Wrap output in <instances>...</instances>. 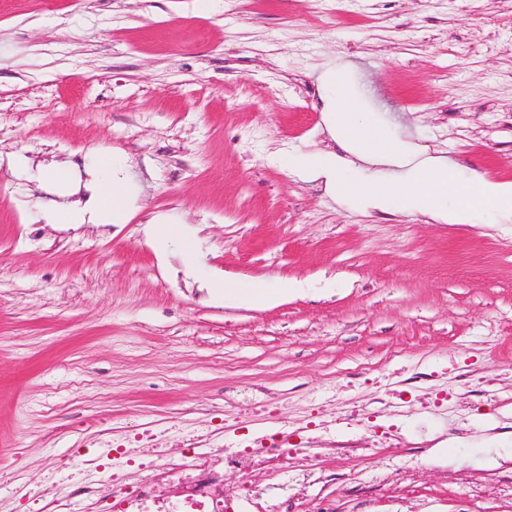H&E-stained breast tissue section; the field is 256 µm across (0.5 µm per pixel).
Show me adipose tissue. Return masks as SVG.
<instances>
[{
	"instance_id": "adipose-tissue-1",
	"label": "adipose tissue",
	"mask_w": 512,
	"mask_h": 512,
	"mask_svg": "<svg viewBox=\"0 0 512 512\" xmlns=\"http://www.w3.org/2000/svg\"><path fill=\"white\" fill-rule=\"evenodd\" d=\"M117 163L113 158L101 157L98 161L96 192L88 212H81L66 204L53 206L49 214L59 224H73L91 216L105 224L124 223L128 215L129 183L113 176Z\"/></svg>"
}]
</instances>
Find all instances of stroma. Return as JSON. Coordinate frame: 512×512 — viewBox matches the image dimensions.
<instances>
[{
    "instance_id": "stroma-1",
    "label": "stroma",
    "mask_w": 512,
    "mask_h": 512,
    "mask_svg": "<svg viewBox=\"0 0 512 512\" xmlns=\"http://www.w3.org/2000/svg\"><path fill=\"white\" fill-rule=\"evenodd\" d=\"M331 70L460 181L512 182V0H0V512H98L133 485L95 466L146 430L164 497L189 436H262L309 451L212 457L231 512H512V216L383 214L289 172L343 151ZM103 154L126 223H49ZM218 276L281 297L226 305ZM254 447L247 446L248 449L231 451L227 448L222 450L224 455V466L229 468H237L240 470L249 469L253 466L266 464L269 468H276V464L273 463L278 456L274 455H263L257 453L254 449L249 448H264L263 439L257 440Z\"/></svg>"
}]
</instances>
